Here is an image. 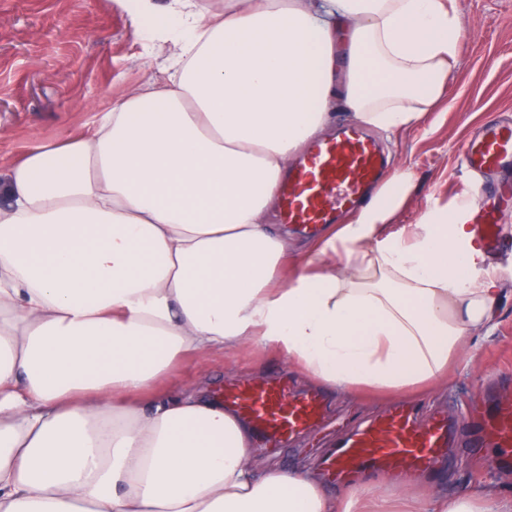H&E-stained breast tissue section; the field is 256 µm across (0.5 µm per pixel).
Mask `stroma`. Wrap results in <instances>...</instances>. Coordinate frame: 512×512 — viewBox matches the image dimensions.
Returning a JSON list of instances; mask_svg holds the SVG:
<instances>
[{
	"label": "stroma",
	"mask_w": 512,
	"mask_h": 512,
	"mask_svg": "<svg viewBox=\"0 0 512 512\" xmlns=\"http://www.w3.org/2000/svg\"><path fill=\"white\" fill-rule=\"evenodd\" d=\"M469 31L449 76L444 105L427 113L422 126L390 136L371 135L387 162V173L409 172L411 186L398 211V223H419L431 207L454 206L471 198L474 182L461 154L489 122L512 116V0H452ZM151 35L134 24L114 0H0V162L21 157L38 142H62L84 134L112 98L139 89L155 75L162 58L175 52L172 44L158 55L145 51ZM491 194L472 198L479 208L495 210L512 233V166L492 172ZM504 291L495 305L487 338L468 343L470 362L457 371L446 390L421 394L413 402L419 420L434 413L466 412L478 419L481 397L512 388V249L487 257ZM180 383L209 379L210 391L245 377L288 381L299 393L312 384L291 375L274 354L254 358L230 351L223 360H191L177 370ZM324 425L301 437L271 440L256 437V459L271 456L288 467H314L337 432L350 431L389 409L386 401L367 403L351 396L321 395ZM495 448L447 449L432 478H419L414 493L443 495L488 486L512 489V467H489Z\"/></svg>",
	"instance_id": "35a3bbf8"
}]
</instances>
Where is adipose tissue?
Segmentation results:
<instances>
[{"mask_svg":"<svg viewBox=\"0 0 512 512\" xmlns=\"http://www.w3.org/2000/svg\"><path fill=\"white\" fill-rule=\"evenodd\" d=\"M159 88L0 175V512H368L253 433L175 362L276 352L361 398L434 392L503 288L444 208L392 228L410 183L298 251L271 217L293 161L345 113L387 134L441 99L466 30L447 0H173ZM422 512H512V492Z\"/></svg>","mask_w":512,"mask_h":512,"instance_id":"1","label":"adipose tissue"}]
</instances>
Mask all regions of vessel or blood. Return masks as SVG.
Wrapping results in <instances>:
<instances>
[{
	"instance_id": "b4317fda",
	"label": "vessel or blood",
	"mask_w": 512,
	"mask_h": 512,
	"mask_svg": "<svg viewBox=\"0 0 512 512\" xmlns=\"http://www.w3.org/2000/svg\"><path fill=\"white\" fill-rule=\"evenodd\" d=\"M463 154L468 168L477 172L494 171L512 160V123L486 125L464 145ZM384 171L378 144L357 127L318 140L279 188L280 221L316 232L319 225L330 223L335 213L359 209ZM476 230L487 250H500L508 243L494 215H478ZM224 402L259 433L283 439L303 434L322 413L318 395L292 396L287 386L275 379L259 384L242 382L225 390ZM482 403L488 413L474 444L499 449L497 464H512V393L504 391L483 398ZM455 428L444 416L418 424L409 407H398L341 440L338 450L325 458V479L331 485L347 486L383 470L429 471L443 448L452 445Z\"/></svg>"
}]
</instances>
